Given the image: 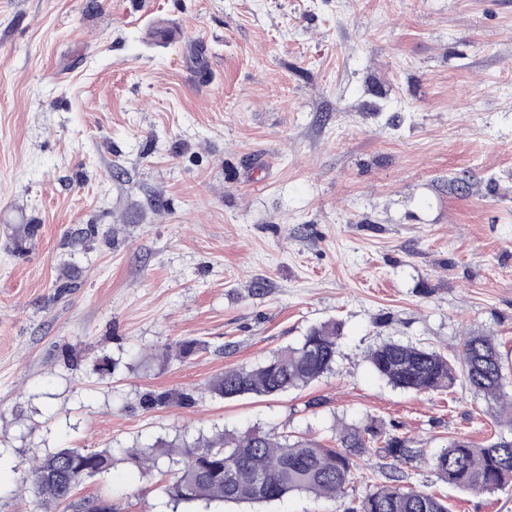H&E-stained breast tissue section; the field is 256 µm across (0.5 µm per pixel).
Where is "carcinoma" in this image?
I'll list each match as a JSON object with an SVG mask.
<instances>
[{
    "mask_svg": "<svg viewBox=\"0 0 512 512\" xmlns=\"http://www.w3.org/2000/svg\"><path fill=\"white\" fill-rule=\"evenodd\" d=\"M341 324L327 321L310 327L302 340L253 366L224 371L211 391L224 399L272 396L304 388L333 370L338 356ZM376 373L394 388L413 393L453 389L463 379L469 389L499 404V417L512 415V398L504 399L505 364L493 336H465L460 354L441 352L412 343L384 342L368 351ZM195 399L185 392L142 395L145 410L190 407ZM176 461L169 494L177 501L220 500L227 503H269L289 493L319 498L347 495L349 485L365 473L373 456L391 460L385 481L369 486L350 500L344 512H448V501L402 484L399 466L413 462L418 450L411 441L382 435L371 426L343 428L336 445L307 437L251 430L242 435L215 432L194 445H184ZM112 467L106 451L63 448L34 461L23 474L36 496L45 502L68 501L79 484ZM436 477L475 494L512 491V439L499 436L482 447L464 437L451 440L432 460Z\"/></svg>",
    "mask_w": 512,
    "mask_h": 512,
    "instance_id": "carcinoma-1",
    "label": "carcinoma"
}]
</instances>
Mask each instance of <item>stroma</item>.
Returning a JSON list of instances; mask_svg holds the SVG:
<instances>
[{
    "label": "stroma",
    "mask_w": 512,
    "mask_h": 512,
    "mask_svg": "<svg viewBox=\"0 0 512 512\" xmlns=\"http://www.w3.org/2000/svg\"><path fill=\"white\" fill-rule=\"evenodd\" d=\"M328 320L333 372L209 392ZM470 331L500 342L512 396V0H0V512H75L21 481L62 448L111 453L74 498L116 512H344L177 504L168 463L127 451L345 424L413 440L406 482L449 512H512L431 467L512 435L490 401L367 360L390 340L451 357ZM184 339L208 349L178 358ZM164 390L196 402L140 406Z\"/></svg>",
    "instance_id": "stroma-1"
}]
</instances>
